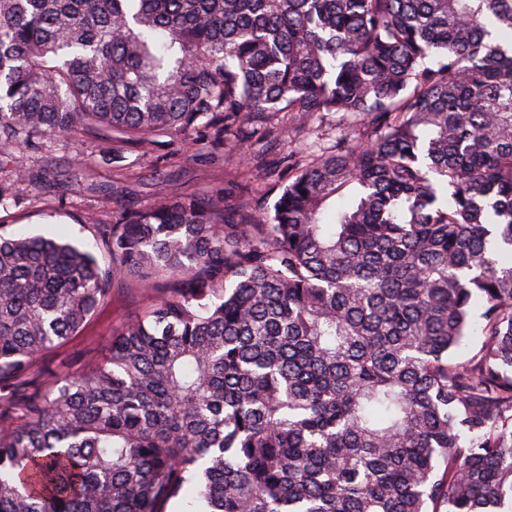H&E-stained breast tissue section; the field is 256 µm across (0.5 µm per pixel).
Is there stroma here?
Wrapping results in <instances>:
<instances>
[{
    "instance_id": "stroma-1",
    "label": "stroma",
    "mask_w": 512,
    "mask_h": 512,
    "mask_svg": "<svg viewBox=\"0 0 512 512\" xmlns=\"http://www.w3.org/2000/svg\"><path fill=\"white\" fill-rule=\"evenodd\" d=\"M279 124L281 134L275 143L260 138L252 142L253 152L269 161L291 152L329 148L338 136L352 130L351 124L336 114L302 128L285 118ZM124 155L123 165L113 164L111 144L94 138L18 152V163L33 169L46 164L57 171L75 170L74 162L82 156L89 157L90 163L76 170L67 188L34 192L0 207V229L9 234L53 235L92 251L96 248L94 227L111 223L113 206L140 208L176 194H206L237 178V156L229 144L216 149L206 142L171 136L146 150L126 147ZM158 294L155 288L114 287L111 303L98 312L81 336L48 354L45 366L62 375L72 369L73 354L101 358L113 331L139 316Z\"/></svg>"
}]
</instances>
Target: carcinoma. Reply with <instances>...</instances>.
Wrapping results in <instances>:
<instances>
[{"instance_id": "cac0c4a2", "label": "carcinoma", "mask_w": 512, "mask_h": 512, "mask_svg": "<svg viewBox=\"0 0 512 512\" xmlns=\"http://www.w3.org/2000/svg\"><path fill=\"white\" fill-rule=\"evenodd\" d=\"M279 114L357 140L253 158L271 203L115 208L103 264L0 233V512H512V0H0V161L240 153ZM159 276L103 360L31 379Z\"/></svg>"}]
</instances>
